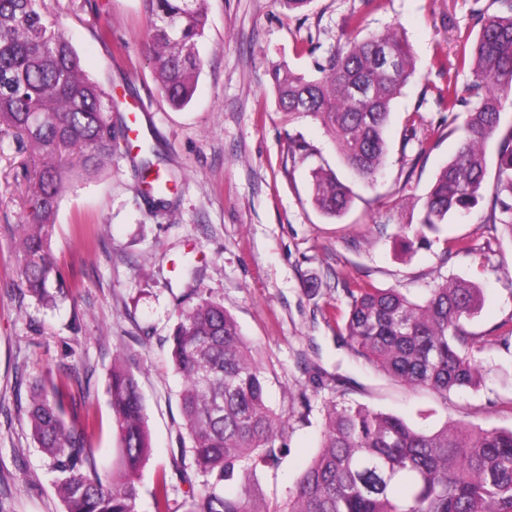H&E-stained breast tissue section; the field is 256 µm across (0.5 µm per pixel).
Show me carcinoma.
<instances>
[{
  "label": "carcinoma",
  "instance_id": "1",
  "mask_svg": "<svg viewBox=\"0 0 512 512\" xmlns=\"http://www.w3.org/2000/svg\"><path fill=\"white\" fill-rule=\"evenodd\" d=\"M208 0H143L150 19L146 51L161 92L174 107L190 102L203 66ZM472 47L459 63L472 70L460 143L424 201L421 228L470 211L483 198L486 147L501 125L512 91V0H493ZM42 0H0V132L41 157L30 186L31 210L19 225L27 290L49 304L54 217L75 177L112 161L117 141L112 90L90 78L69 39L45 20ZM308 79L276 69L281 111L305 112L332 134L355 175L371 181L387 152L392 104L415 73L408 43L395 28L347 40ZM449 113L462 102L457 84L438 90ZM494 206L485 221L512 236V126L499 141ZM312 204L338 217L351 205L333 172L312 173ZM479 290L444 281L421 302L396 288L350 292L336 342L373 370L442 397L478 389L484 369L478 337L465 328ZM171 359L184 386L183 428L196 473L204 477L188 512H512V428L485 430L450 419L429 431L360 403L329 401L318 453L288 498L271 504L255 489L259 470H275L286 449L276 446L285 426L268 404L267 377L254 345L224 305L207 298L178 307L169 336ZM76 371L35 380L28 410L34 443L56 474L64 512H136L139 471L151 451L143 398L132 369L118 362L109 380L120 471H98L85 426L65 419L75 404ZM155 512H168V483H155Z\"/></svg>",
  "mask_w": 512,
  "mask_h": 512
}]
</instances>
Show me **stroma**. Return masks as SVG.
Segmentation results:
<instances>
[{"mask_svg": "<svg viewBox=\"0 0 512 512\" xmlns=\"http://www.w3.org/2000/svg\"><path fill=\"white\" fill-rule=\"evenodd\" d=\"M45 14L77 48L86 72L114 97L118 147L111 165L78 178L60 203L52 250L70 289L46 305L22 282L15 233L28 212L37 157L0 136V512H63L54 475L26 427L31 387L41 375L74 367L103 475L118 456L108 390L112 359L123 353L145 398L151 452L139 473L136 512H155L158 474L169 482L170 512H187L180 479L185 432L182 385L166 341L177 304L193 289L222 303L252 342L269 379V402L282 415L288 448L277 470L260 473L262 496L282 500L320 445L323 404L346 398L403 416L423 428L459 419L512 428V236L483 218L495 195L497 141L486 148L484 198L471 216L452 218L425 241L423 201L453 156L465 106L448 115L437 90L474 76L457 55L475 39L491 0H208L204 64L185 108H172L145 52L149 20L141 0H45ZM362 16L361 28L349 26ZM397 27L416 74L395 99L386 164L364 182L345 165L334 138L307 113L277 104L271 73L285 66L314 76L340 38L363 39ZM307 147L292 158V143ZM175 183L167 207L152 204L140 160ZM331 170L353 194L349 211L330 218L310 202L309 172ZM465 239L466 252L448 250ZM195 277H187L183 262ZM480 288L483 302L466 324L483 345L488 371L476 391L441 397L410 389L357 361L336 342L349 290L398 288L420 301L446 280ZM310 396L303 409L302 396Z\"/></svg>", "mask_w": 512, "mask_h": 512, "instance_id": "stroma-1", "label": "stroma"}]
</instances>
